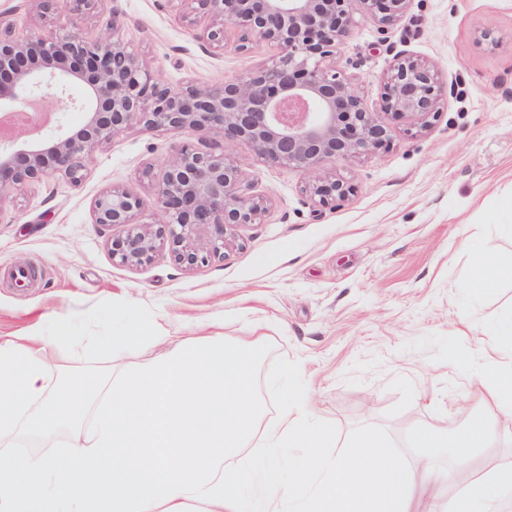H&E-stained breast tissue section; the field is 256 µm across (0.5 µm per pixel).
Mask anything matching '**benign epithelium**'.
Wrapping results in <instances>:
<instances>
[{
	"mask_svg": "<svg viewBox=\"0 0 512 512\" xmlns=\"http://www.w3.org/2000/svg\"><path fill=\"white\" fill-rule=\"evenodd\" d=\"M99 0H25L33 25L22 32L0 22V110L35 109L32 124L0 140V211L17 190L56 172L77 183L94 150L140 125L176 135L218 130L219 151L179 144L154 176L156 209L165 220L146 222L144 202L133 188L111 186L92 204L93 223L122 226L111 241L112 258L126 265L150 262L163 245L174 262L193 269L224 257L234 230L255 224L267 209L265 196L245 182L227 148L252 145L257 157L300 170L305 191L321 207L353 195L347 181L329 173L336 158H358L388 145L391 129L360 95L357 84L328 60L349 37L355 14L383 25L398 21L410 0H170L196 39L224 49V26L240 31L237 49L254 39L274 45L267 64L234 81L173 88L153 74L111 31L119 20L89 36H45L41 22L59 9L94 12ZM81 85L84 96L68 94ZM452 89L437 71L410 55H399L388 72L383 112L426 125ZM85 114L71 127L65 114Z\"/></svg>",
	"mask_w": 512,
	"mask_h": 512,
	"instance_id": "obj_1",
	"label": "benign epithelium"
}]
</instances>
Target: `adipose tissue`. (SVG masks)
Here are the masks:
<instances>
[{
    "mask_svg": "<svg viewBox=\"0 0 512 512\" xmlns=\"http://www.w3.org/2000/svg\"><path fill=\"white\" fill-rule=\"evenodd\" d=\"M470 286L484 291L498 280L512 276V254L473 251ZM488 400L499 411L512 415V361H489L481 374ZM446 512H512V463L482 472L445 506Z\"/></svg>",
    "mask_w": 512,
    "mask_h": 512,
    "instance_id": "1",
    "label": "adipose tissue"
}]
</instances>
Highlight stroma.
Returning a JSON list of instances; mask_svg holds the SVG:
<instances>
[{"instance_id":"35a3bbf8","label":"stroma","mask_w":512,"mask_h":512,"mask_svg":"<svg viewBox=\"0 0 512 512\" xmlns=\"http://www.w3.org/2000/svg\"><path fill=\"white\" fill-rule=\"evenodd\" d=\"M115 15L129 50L175 88L236 79L276 53L259 39L238 50L231 26L223 49H211L168 0H103L83 25L61 10L42 30L89 33ZM401 53L453 84L438 116L424 127L382 113L390 146L328 162L355 187L333 208L313 204L301 171L257 158L247 142L232 145L268 209L237 228L224 258L194 269L165 247L149 264H121L111 231L92 222L93 200L113 185L136 188L147 220H159L140 173L161 168L179 136L135 125L95 150L81 183L52 174L25 187L0 211V336L28 335L103 301L152 307L168 321L169 348L220 319L226 339L272 344L299 364L310 413L334 424L339 441L361 425L383 427L399 444L417 425L452 430L464 405L500 428L478 466L512 461V416L488 406L476 369L487 356L512 358L483 333L512 314V279L480 295L467 287L472 244L512 252V0H410L394 24L357 18L336 66L379 110ZM28 267L37 278L19 287L15 272Z\"/></svg>"}]
</instances>
